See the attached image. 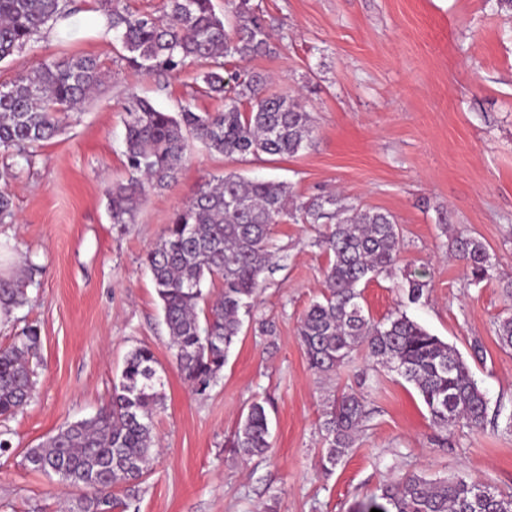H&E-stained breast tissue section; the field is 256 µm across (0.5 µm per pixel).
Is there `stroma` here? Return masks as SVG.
I'll return each mask as SVG.
<instances>
[{
  "label": "stroma",
  "mask_w": 512,
  "mask_h": 512,
  "mask_svg": "<svg viewBox=\"0 0 512 512\" xmlns=\"http://www.w3.org/2000/svg\"><path fill=\"white\" fill-rule=\"evenodd\" d=\"M68 40L49 35L0 62V85L39 58L99 59L103 82L62 130L36 145L30 162L0 150L10 172L14 223L0 240L17 245L13 275L36 270L27 303L0 318V346L25 325L41 328V362L31 403L6 421L12 447L0 454V512H66L82 492L26 469L22 456L68 421L108 401L126 354L155 353L165 405L154 421L160 453L140 486L138 512H256L278 498L279 512H357L383 484L407 470L460 474L512 494V432L457 427L447 443L416 389L373 369L365 351L338 372L311 370L297 340L303 312L320 295L328 257L315 246L319 225L285 218L272 227L280 267L269 275L256 311L275 336L245 327L207 396L177 370L160 300L144 264L177 207L229 173L286 183L299 199L333 189L348 201L395 216L402 237L397 267L426 272L429 288L406 304L397 274L362 290L366 314L396 310L469 356L491 403L512 410V349L494 330L512 315L503 285L512 280V14L495 0H252L274 34L273 54L240 62L271 76V93L299 99L315 139L293 158L231 159L198 147L177 182L149 193L132 224L112 223L105 190L131 172L124 151L122 103L129 89L168 111L223 109L202 93L206 66L169 76L132 67L98 31L101 0H73ZM482 241L495 265L490 281L470 284L450 256L452 234ZM362 395L371 411L356 448L333 474L317 467L319 417L328 396ZM271 403L265 458L240 462L224 446L253 400Z\"/></svg>",
  "instance_id": "stroma-1"
}]
</instances>
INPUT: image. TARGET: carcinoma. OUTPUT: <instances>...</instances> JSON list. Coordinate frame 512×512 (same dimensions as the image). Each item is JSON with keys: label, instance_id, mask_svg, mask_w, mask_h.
<instances>
[{"label": "carcinoma", "instance_id": "obj_1", "mask_svg": "<svg viewBox=\"0 0 512 512\" xmlns=\"http://www.w3.org/2000/svg\"><path fill=\"white\" fill-rule=\"evenodd\" d=\"M162 14L133 13L121 0H104L109 28L125 59L147 74H173L194 62L207 65L203 93L224 98L221 112H197L185 104L172 114L131 92L124 106V155L132 176L106 189L114 224H133L140 202L151 190L177 180L198 142L226 157H295L312 146L309 112L295 97L271 94L261 72L239 74L229 60L272 53L271 37L251 0H224L219 17L212 0H162ZM71 15L67 0H0V61L54 29ZM102 83L100 64L91 57L45 58L0 87V149L28 159L29 149L61 130L68 114ZM290 187L280 181L245 179L230 173L204 186L177 208L146 266L161 301L176 366L195 394L204 396L221 378L232 348L252 316L257 297L274 269L271 225L283 217L323 224L318 244L329 255L322 298L300 318L297 336L309 367L329 374L364 349L375 364L413 385L430 421L448 432L460 423L473 429L488 421L490 399L462 354L397 311L381 321L364 314L361 285L395 274L401 235L395 217L320 193L290 203ZM14 218L13 199L0 188V223ZM452 250L473 283L490 278L492 256L478 239L455 236ZM29 275L0 280V307L27 303ZM220 281L215 298L205 281ZM407 302L424 297V273L406 272L400 285ZM503 349H512V316L496 324ZM40 328L30 324L7 347H0V418L21 412L33 399ZM147 346L127 355L108 402L89 418L70 421L26 450V466L56 475L85 494L74 512L125 510L157 454L154 418L163 407L164 382ZM369 417L364 398L341 392L322 411L319 428L324 474L335 471L355 447ZM269 412L262 401L241 414L230 436L229 453L248 461L270 448ZM124 488L126 499L113 494ZM392 512H512V495L465 476L430 480L406 472L382 487Z\"/></svg>", "mask_w": 512, "mask_h": 512}]
</instances>
